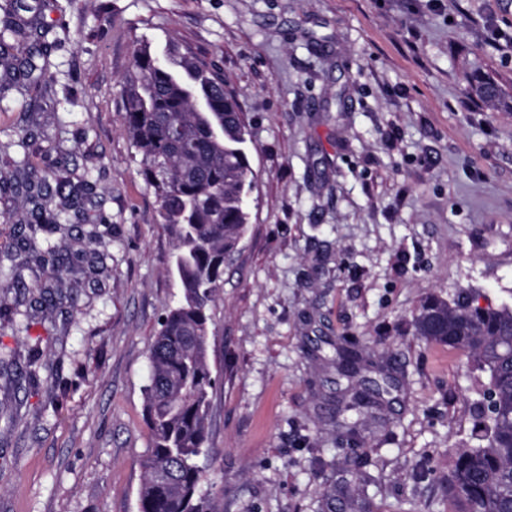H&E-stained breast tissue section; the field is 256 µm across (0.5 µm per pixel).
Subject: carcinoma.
<instances>
[{
  "mask_svg": "<svg viewBox=\"0 0 512 512\" xmlns=\"http://www.w3.org/2000/svg\"><path fill=\"white\" fill-rule=\"evenodd\" d=\"M21 0L0 5V42L38 41V23L18 16ZM134 67L123 82V125L140 156V174L154 191L160 223L175 242L172 273L182 297L153 341L146 386L151 435L143 459L138 512H215L199 491L198 460L208 448V416L215 381L208 363L210 307L250 219L248 193L255 174L247 131L235 94L219 75L169 48L159 53L138 42ZM469 91L489 102L503 98L492 80L475 78ZM13 189L32 204L35 233L68 224L87 182L76 186L27 160L16 165ZM56 181L51 187L49 180ZM60 198L54 210L42 201ZM416 335L465 351L489 377L494 413L462 450L448 475L456 512H512V305L479 307L469 292L427 298L414 319Z\"/></svg>",
  "mask_w": 512,
  "mask_h": 512,
  "instance_id": "cac0c4a2",
  "label": "carcinoma"
}]
</instances>
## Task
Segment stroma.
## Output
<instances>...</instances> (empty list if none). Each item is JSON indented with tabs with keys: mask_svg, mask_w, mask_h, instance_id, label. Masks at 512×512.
<instances>
[{
	"mask_svg": "<svg viewBox=\"0 0 512 512\" xmlns=\"http://www.w3.org/2000/svg\"><path fill=\"white\" fill-rule=\"evenodd\" d=\"M48 27L52 81L0 67V162L36 153L92 190L44 231L0 220V512H138L149 349L179 288L173 241L122 123L133 46L168 42L222 73L256 174L224 265L202 493L218 512H452L488 376L414 334L433 295L512 303V0H22ZM356 354L354 378L336 371ZM373 408L341 404L369 380ZM356 424L350 440L345 424ZM469 91L489 103L498 102L503 98L500 87L489 79H472L469 82Z\"/></svg>",
	"mask_w": 512,
	"mask_h": 512,
	"instance_id": "stroma-1",
	"label": "stroma"
}]
</instances>
